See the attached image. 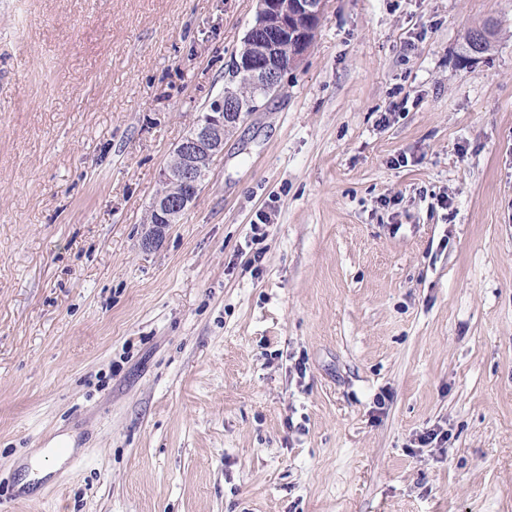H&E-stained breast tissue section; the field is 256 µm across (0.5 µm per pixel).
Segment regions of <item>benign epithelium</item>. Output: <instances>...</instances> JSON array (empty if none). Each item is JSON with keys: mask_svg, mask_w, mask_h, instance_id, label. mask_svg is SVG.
<instances>
[{"mask_svg": "<svg viewBox=\"0 0 512 512\" xmlns=\"http://www.w3.org/2000/svg\"><path fill=\"white\" fill-rule=\"evenodd\" d=\"M325 4L326 0H257L250 52L236 64L237 79L247 80L251 88L268 95L276 94L282 74L305 56V34L318 28ZM244 111L242 97L225 92L176 144L170 163L161 173V190L150 204L144 246L160 243L167 229L179 223L195 203L212 158L224 150V140L235 130Z\"/></svg>", "mask_w": 512, "mask_h": 512, "instance_id": "obj_1", "label": "benign epithelium"}]
</instances>
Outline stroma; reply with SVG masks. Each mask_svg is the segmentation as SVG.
<instances>
[{
	"label": "stroma",
	"instance_id": "obj_1",
	"mask_svg": "<svg viewBox=\"0 0 512 512\" xmlns=\"http://www.w3.org/2000/svg\"><path fill=\"white\" fill-rule=\"evenodd\" d=\"M256 6L0 0V512H512V0H328L144 247ZM497 35V26L490 22L484 23L482 27L471 29L464 37L462 46L464 57L488 53ZM72 445H73V440L70 437H68L66 435L59 436L56 439H54L52 442V447H54V448H48L47 450H44L43 452H40L39 454L33 456L30 459L29 464L32 469L39 470L40 477L46 476L47 474H49L55 470V468L47 467V464L44 463V459H46V460L48 459V457L45 456L47 454V451L56 450L59 448L63 450V452L61 454H58L53 458V459H55V458L61 457L58 460V464H59L62 461V459L64 458L63 457L64 455L69 454L70 452L73 451L74 448H72Z\"/></svg>",
	"mask_w": 512,
	"mask_h": 512
}]
</instances>
